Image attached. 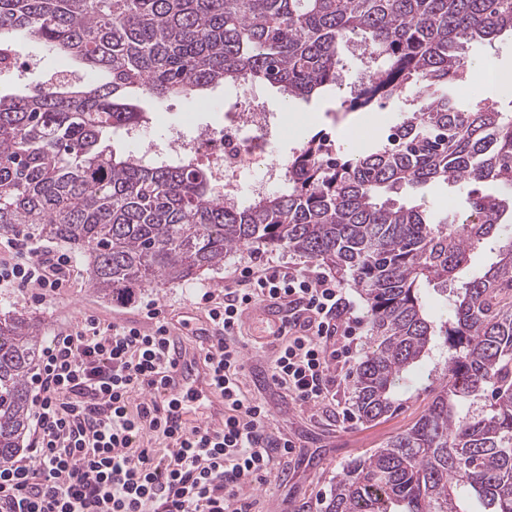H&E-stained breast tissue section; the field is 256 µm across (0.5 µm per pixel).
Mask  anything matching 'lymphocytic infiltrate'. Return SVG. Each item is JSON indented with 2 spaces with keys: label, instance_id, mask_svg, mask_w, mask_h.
<instances>
[{
  "label": "lymphocytic infiltrate",
  "instance_id": "lymphocytic-infiltrate-1",
  "mask_svg": "<svg viewBox=\"0 0 512 512\" xmlns=\"http://www.w3.org/2000/svg\"><path fill=\"white\" fill-rule=\"evenodd\" d=\"M0 251V292L31 288L39 303L46 290L64 287L72 266L68 254L23 233L0 241ZM195 297L214 332L202 354L224 396L223 427L162 421L152 391L170 370L173 339L158 303L146 306L147 330L83 317L42 353L32 380L36 461L0 466V512H250L243 485L265 480L296 444L267 431L265 397L242 389L245 313L261 302L293 309L287 327H268L276 350L270 379L307 406L329 397L333 364L354 360L367 317L344 282L314 263L246 265L223 297L208 288ZM146 431L166 441L164 453L135 449Z\"/></svg>",
  "mask_w": 512,
  "mask_h": 512
}]
</instances>
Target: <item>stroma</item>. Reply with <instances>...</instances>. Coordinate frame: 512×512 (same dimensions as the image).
Segmentation results:
<instances>
[{"label": "stroma", "instance_id": "1", "mask_svg": "<svg viewBox=\"0 0 512 512\" xmlns=\"http://www.w3.org/2000/svg\"><path fill=\"white\" fill-rule=\"evenodd\" d=\"M343 54L348 63V83L323 97L287 103L275 88H257V96L285 128L284 135L275 144L278 161H287L304 141L315 134L331 136L337 148H346L349 128L357 122L359 114L346 110L343 102L350 96V83L358 81L366 73L367 63L354 48H344ZM40 57L39 70L25 78L0 73V92L11 94L34 88L50 79L74 81L83 76V69L78 63L55 52L44 50ZM466 194L467 188L463 185L451 189L434 184L420 189L416 198L433 212L451 210L458 213L460 220L466 221L471 217ZM284 257L292 263L300 260L299 255L286 253L281 248L243 249L229 255L223 267L194 281L143 286L137 289L131 302L122 303L104 299L92 288L87 266L77 256L73 259L68 287L48 295L41 303L26 293H8L0 296V306L41 316L45 323L43 340L47 343L86 315L150 328L152 322L145 317L143 309L151 301L161 305L168 319L190 312L202 325L206 319L203 310L195 309L193 305L195 289L207 287L215 294H223L235 269L244 262L252 258L276 261ZM273 356V348L267 345L250 350L249 360L240 376L242 388L250 393L264 392L270 408L269 432L293 438L300 444L301 453L298 458L283 464L277 475L244 486L245 497L254 504L252 512H278L283 505L287 506L288 512H321L330 483L343 465L382 447L389 439L410 428L430 404L437 382L436 375L429 368L419 369L414 378L401 388V396L405 400L401 409L385 418L365 422L353 412L350 381L339 382L334 400L317 407L299 405L281 392L267 388L261 377L267 373Z\"/></svg>", "mask_w": 512, "mask_h": 512}]
</instances>
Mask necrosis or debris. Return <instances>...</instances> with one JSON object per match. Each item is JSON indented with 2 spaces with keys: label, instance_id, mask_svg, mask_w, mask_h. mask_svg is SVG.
I'll return each mask as SVG.
<instances>
[{
  "label": "necrosis or debris",
  "instance_id": "1",
  "mask_svg": "<svg viewBox=\"0 0 512 512\" xmlns=\"http://www.w3.org/2000/svg\"><path fill=\"white\" fill-rule=\"evenodd\" d=\"M271 126V114L249 90L237 111L225 113L223 127H197L190 133L174 127L155 138L150 126L142 125L129 128L126 136L139 145L142 160L167 159L183 166L206 163L218 183L223 184L225 197L245 203L274 190L286 172L274 157ZM247 164L261 169L262 177L241 181L239 174Z\"/></svg>",
  "mask_w": 512,
  "mask_h": 512
}]
</instances>
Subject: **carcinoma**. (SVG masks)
<instances>
[{
	"mask_svg": "<svg viewBox=\"0 0 512 512\" xmlns=\"http://www.w3.org/2000/svg\"><path fill=\"white\" fill-rule=\"evenodd\" d=\"M505 31L512 0H0V51L27 35L94 76L0 94V231L68 244L108 300L198 279L244 248L336 267L368 307L359 419L396 412L423 361L442 370L412 427L336 475L324 512H512V113L455 95L465 46ZM352 43L372 66L348 109L382 108L408 86L416 108L351 155L324 157L309 138L276 192L226 201L207 167L144 164L112 145L150 121L146 98L196 101L226 84L321 96L341 85ZM462 182L472 224L395 198ZM485 183L498 192L475 188ZM493 243L498 261L456 286ZM43 333L41 318L0 309V465L23 450Z\"/></svg>",
	"mask_w": 512,
	"mask_h": 512,
	"instance_id": "1",
	"label": "carcinoma"
}]
</instances>
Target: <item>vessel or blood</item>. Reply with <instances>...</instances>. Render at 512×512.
I'll list each match as a JSON object with an SVG mask.
<instances>
[{"label": "vessel or blood", "instance_id": "1", "mask_svg": "<svg viewBox=\"0 0 512 512\" xmlns=\"http://www.w3.org/2000/svg\"><path fill=\"white\" fill-rule=\"evenodd\" d=\"M172 372L162 389L164 397H177L191 403H205V414L211 424L224 420V398L211 383L208 368L200 353L193 348L177 346L171 354Z\"/></svg>", "mask_w": 512, "mask_h": 512}]
</instances>
